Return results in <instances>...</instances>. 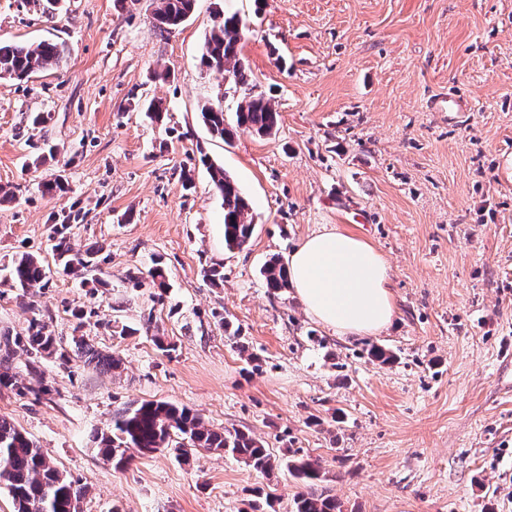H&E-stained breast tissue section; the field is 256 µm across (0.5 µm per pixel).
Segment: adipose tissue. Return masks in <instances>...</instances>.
Returning <instances> with one entry per match:
<instances>
[{
  "mask_svg": "<svg viewBox=\"0 0 512 512\" xmlns=\"http://www.w3.org/2000/svg\"><path fill=\"white\" fill-rule=\"evenodd\" d=\"M307 311L342 336H374L396 317L389 267L364 239L336 228L309 236L288 258Z\"/></svg>",
  "mask_w": 512,
  "mask_h": 512,
  "instance_id": "adipose-tissue-1",
  "label": "adipose tissue"
}]
</instances>
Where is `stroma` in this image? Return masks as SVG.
Masks as SVG:
<instances>
[{
    "instance_id": "1",
    "label": "stroma",
    "mask_w": 512,
    "mask_h": 512,
    "mask_svg": "<svg viewBox=\"0 0 512 512\" xmlns=\"http://www.w3.org/2000/svg\"><path fill=\"white\" fill-rule=\"evenodd\" d=\"M0 0V41L63 45L57 69L0 80V267L53 263L52 225L104 256L82 334L122 361L114 373L44 361L51 395L0 391V417L87 484L82 512H290L302 483L199 451L113 469L93 435L121 408L168 401L214 430L237 428L276 458L322 466L341 512H512V0H224L248 31L242 55L280 114L275 135L212 138L205 102L233 118L222 73L201 66L213 0L160 33L156 0ZM169 79H160V72ZM163 102L164 123L139 109ZM47 114L32 129L28 116ZM55 156L34 168L39 146ZM248 199L255 230L225 250L222 199L201 156ZM63 175L65 192L42 194ZM192 188H185V177ZM362 237L391 268L397 317L376 336H340L294 288L269 293L261 268L308 236ZM167 269L163 297L130 270ZM224 267V283L203 278ZM78 279L0 295V330L33 310L70 339ZM232 323L225 334L215 322ZM134 327L115 336L111 321ZM173 344L164 352L155 336ZM391 364L370 361L369 345Z\"/></svg>"
}]
</instances>
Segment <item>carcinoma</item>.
<instances>
[{
	"instance_id": "carcinoma-1",
	"label": "carcinoma",
	"mask_w": 512,
	"mask_h": 512,
	"mask_svg": "<svg viewBox=\"0 0 512 512\" xmlns=\"http://www.w3.org/2000/svg\"><path fill=\"white\" fill-rule=\"evenodd\" d=\"M196 0H157L155 27L162 33L178 29L193 14ZM212 29L202 47L201 64L224 73L229 86L241 90L235 111V125L225 124L224 109L204 103L199 117L210 135L223 142L231 140L236 131H248L269 136L276 129L279 112L272 98L255 91L241 57V41L247 26L238 13L224 11L223 0H216ZM63 62V50L56 43L37 45L0 42V79L24 80L31 74L48 68H58ZM211 181L224 204V248L241 250L250 241L255 224L247 199L237 182L224 168L206 159ZM52 251L63 270L82 278L90 286L87 302L75 307L71 316L74 330L83 327L92 314L100 281L93 273L100 263L102 248H91L81 254L74 251L70 225L52 226ZM8 275L0 283L23 293L44 288L49 283L50 268L30 253L14 257L6 266ZM261 273L266 288L272 293L289 287L286 266L278 256L271 257ZM135 287H166L162 262L156 261L147 271L128 274ZM27 356L26 370L31 379L19 378L13 365L18 353ZM75 354L83 364L104 372L121 367L120 359L106 354L87 343L81 336L71 337L68 347L49 329L41 315L34 313L26 328L19 333H0V390L19 396L36 398L52 392V385L41 370L42 361L56 358L60 364L70 362ZM93 441L97 452L116 470L125 469L134 455H151L168 449L182 462L191 459L200 448L228 454L243 461L253 470L266 474L280 465L263 441L239 429L216 431L207 427L197 414L186 407L164 401L132 403L117 412L108 427L96 432ZM288 472L309 487V491L294 499L293 512H336V500L317 492L323 481L321 467L303 458H288ZM0 484L12 499L14 512H81V504L89 494L88 486L60 471L48 455L14 423L0 417Z\"/></svg>"
}]
</instances>
